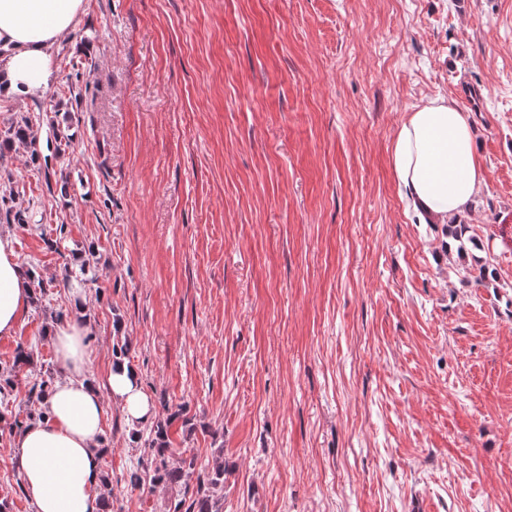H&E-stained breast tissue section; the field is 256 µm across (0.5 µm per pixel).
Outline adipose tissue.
Returning a JSON list of instances; mask_svg holds the SVG:
<instances>
[{
	"instance_id": "obj_1",
	"label": "adipose tissue",
	"mask_w": 512,
	"mask_h": 512,
	"mask_svg": "<svg viewBox=\"0 0 512 512\" xmlns=\"http://www.w3.org/2000/svg\"><path fill=\"white\" fill-rule=\"evenodd\" d=\"M84 0H0V97H30L44 89L53 53L79 23ZM396 180L412 206L438 224L464 213L485 181L468 116L454 101L432 100L412 112L390 150ZM31 301L11 236L0 231V335H13ZM88 323L56 328L52 343L63 376L43 395L40 415L12 445L33 512H101L100 439L105 400L131 423L150 422L155 407L138 373L113 367L107 394L86 374Z\"/></svg>"
}]
</instances>
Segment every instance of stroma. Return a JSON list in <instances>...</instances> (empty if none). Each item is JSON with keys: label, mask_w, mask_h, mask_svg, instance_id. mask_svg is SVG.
Here are the masks:
<instances>
[{"label": "stroma", "mask_w": 512, "mask_h": 512, "mask_svg": "<svg viewBox=\"0 0 512 512\" xmlns=\"http://www.w3.org/2000/svg\"><path fill=\"white\" fill-rule=\"evenodd\" d=\"M52 66L0 102V131L33 118L0 187L28 216L18 264L49 284L0 336L14 415L42 365L63 375L51 332L92 250L87 377L106 392L126 339L173 458L224 465L221 512H512V0H84ZM436 98L486 171L464 257L390 166ZM104 407L109 512H169L176 492L130 481L148 427ZM3 499L32 512L8 440Z\"/></svg>", "instance_id": "35a3bbf8"}]
</instances>
